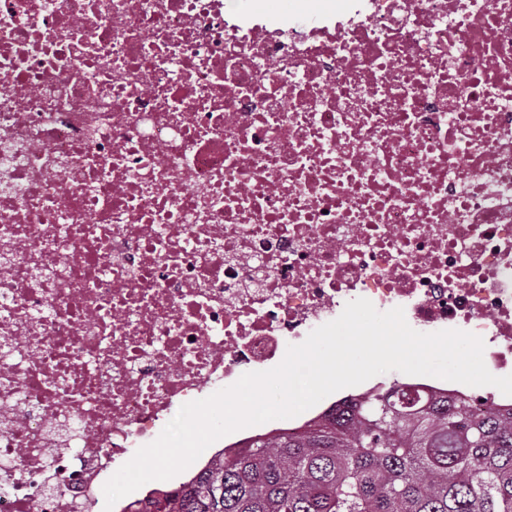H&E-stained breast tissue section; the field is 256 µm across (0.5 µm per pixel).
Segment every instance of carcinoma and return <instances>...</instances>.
Wrapping results in <instances>:
<instances>
[{
  "label": "carcinoma",
  "mask_w": 512,
  "mask_h": 512,
  "mask_svg": "<svg viewBox=\"0 0 512 512\" xmlns=\"http://www.w3.org/2000/svg\"><path fill=\"white\" fill-rule=\"evenodd\" d=\"M131 512H512V412L395 383L293 432L226 448Z\"/></svg>",
  "instance_id": "carcinoma-1"
}]
</instances>
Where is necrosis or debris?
<instances>
[{"label": "necrosis or debris", "mask_w": 512, "mask_h": 512, "mask_svg": "<svg viewBox=\"0 0 512 512\" xmlns=\"http://www.w3.org/2000/svg\"><path fill=\"white\" fill-rule=\"evenodd\" d=\"M0 0V512H94L365 298L512 374V0ZM270 5L276 12L288 13L289 18L294 19V21L291 23L297 24V28L301 31L308 32L318 25V22L315 18L299 14V0H270Z\"/></svg>", "instance_id": "necrosis-or-debris-1"}]
</instances>
